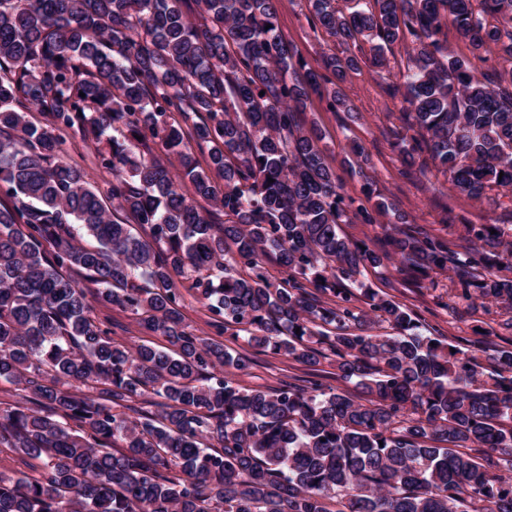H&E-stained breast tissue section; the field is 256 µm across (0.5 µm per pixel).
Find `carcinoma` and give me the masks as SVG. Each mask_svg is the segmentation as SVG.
I'll list each match as a JSON object with an SVG mask.
<instances>
[{"instance_id":"1","label":"carcinoma","mask_w":512,"mask_h":512,"mask_svg":"<svg viewBox=\"0 0 512 512\" xmlns=\"http://www.w3.org/2000/svg\"><path fill=\"white\" fill-rule=\"evenodd\" d=\"M309 2L347 55L301 58L276 0H0V381L18 396L0 401V448L37 461L0 472V512H512V347L452 352L366 284L447 272L467 304L512 310V69L448 50L451 25L478 61L512 63V0ZM408 39L386 88L400 174L493 214L450 224L439 204L454 249L369 180L345 195L300 121L313 93L350 111L359 55L387 70ZM77 139L108 194L68 162ZM354 218L377 243L342 234ZM187 295L214 336L185 323ZM114 306L167 345L112 338L97 309ZM223 335L312 372L325 346L364 397L244 388L250 361ZM150 394L159 410L135 406Z\"/></svg>"}]
</instances>
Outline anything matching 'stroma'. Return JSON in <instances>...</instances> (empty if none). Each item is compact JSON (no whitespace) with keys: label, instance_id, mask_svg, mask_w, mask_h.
I'll return each mask as SVG.
<instances>
[{"label":"stroma","instance_id":"obj_1","mask_svg":"<svg viewBox=\"0 0 512 512\" xmlns=\"http://www.w3.org/2000/svg\"><path fill=\"white\" fill-rule=\"evenodd\" d=\"M307 0H278L277 24L282 35L292 43L308 62H316L323 53L344 55L343 46L335 44L325 32L309 22ZM386 80L381 77L369 57H361L358 70L349 72L342 92L350 105L346 112L326 111L319 96H312L303 121H317L325 138L327 161L343 185L346 195L358 198L366 177H374L380 192L392 199L409 223L425 227L430 233L441 234L436 200L447 201L459 223L486 224L491 214L486 207L456 196L443 180L434 176L414 174L400 176L401 163L389 146V132L396 123L399 104L385 92ZM357 141L366 150L368 163L363 172H351L344 159L349 141ZM368 284L389 298L417 313L432 333L446 342L462 348H473L480 341L500 348L512 345V331L500 329L502 320L512 311L501 308L488 315L482 309H466L447 276H439L433 288L406 285L395 274L370 276ZM235 351L251 360L247 372L237 374V382L246 388L277 386L282 380L296 376L307 378L308 371L299 364L271 354L245 342L234 343Z\"/></svg>","mask_w":512,"mask_h":512}]
</instances>
